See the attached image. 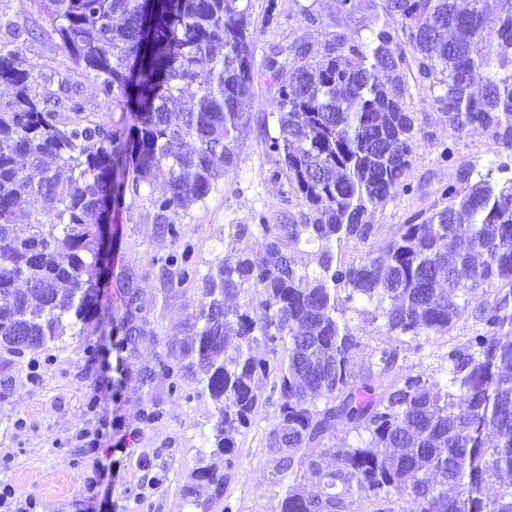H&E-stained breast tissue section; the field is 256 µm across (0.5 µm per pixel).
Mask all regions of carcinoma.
I'll return each instance as SVG.
<instances>
[{
    "mask_svg": "<svg viewBox=\"0 0 512 512\" xmlns=\"http://www.w3.org/2000/svg\"><path fill=\"white\" fill-rule=\"evenodd\" d=\"M368 2L400 26L365 41L338 34L319 59L296 43L293 65L272 62L278 133H265L263 146L297 217L271 224L254 213L235 225L237 247L202 276L187 243L157 259L181 284L201 277L178 365L159 360L143 381L181 397L190 377L213 402L206 443L228 455L225 472L197 467L182 488L202 512H232L224 486L235 436L268 385L279 395L271 512H512V0ZM43 6L51 30L42 36L68 54L66 73L34 74L22 53L32 30L0 19V83L12 88L0 99V352L21 358L70 334L84 337L93 360L102 224L122 200L113 176L132 196L149 188L160 233L182 240L167 214L204 201L237 164L253 86L251 4ZM412 63L448 126L441 161L452 162L472 130L495 160L485 173L458 169L436 201L384 237L376 214L417 194L405 175L430 139L405 103ZM77 70L94 73L103 97L129 113L127 153L85 113ZM33 197L52 208L30 211ZM476 294L482 302L470 311ZM141 312L129 283L119 319L126 348L149 333ZM467 312L447 367L400 364L403 346L447 333ZM363 324L387 340L357 372ZM327 455L335 468L324 466ZM197 482L213 487L210 499H196Z\"/></svg>",
    "mask_w": 512,
    "mask_h": 512,
    "instance_id": "obj_1",
    "label": "carcinoma"
}]
</instances>
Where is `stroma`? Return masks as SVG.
<instances>
[{"instance_id": "obj_1", "label": "stroma", "mask_w": 512, "mask_h": 512, "mask_svg": "<svg viewBox=\"0 0 512 512\" xmlns=\"http://www.w3.org/2000/svg\"><path fill=\"white\" fill-rule=\"evenodd\" d=\"M280 18L266 19L267 0H251L255 28L252 47L253 93L244 107L247 124L242 133L235 171L225 175L205 201L179 211L185 239L195 251L200 272L222 259L232 242V227L249 223L253 211H264L273 224H284L295 213L296 201L286 180L271 177L274 164L262 147L264 123L273 110L277 86L271 60L286 62L288 46L303 41L311 54L343 33L363 40L385 22L381 9L359 8L340 16L336 0H277ZM86 110L109 123L118 134L130 126L127 113L104 99L94 74L77 75ZM406 102L417 112L423 129L435 142L417 150L407 173L418 184L416 197H403L379 211L384 232L438 197L439 187L455 170L489 163L493 155L485 136L461 141L452 164L439 159L437 142L448 129L430 94L414 76H407ZM159 220L147 196L126 198L109 219V260L102 279V296L120 315L128 280H135L143 300V314L154 333L142 337L135 351L118 350L117 334L96 327L93 334L103 352L87 363L78 336L46 350L27 352L24 358L0 356V458L11 457L8 470H0V484L14 490L15 506L36 496L41 512H197L181 489L199 464L223 467V455L203 448L212 426L213 404L186 382V398L168 396L162 388L148 389L138 380L140 368L172 355L170 336L194 312L198 283L179 284L176 274L162 273L155 260L174 248L158 229ZM468 319L449 326L442 336H424L421 352L406 351L413 370L444 365L448 345L462 339ZM154 399L162 418L140 424L135 413L142 402ZM278 396L264 390L249 428L238 434L233 455L236 468L224 488L232 512H268L276 493L272 482L275 457L266 445L278 411ZM159 473L160 482L145 484L146 474Z\"/></svg>"}]
</instances>
